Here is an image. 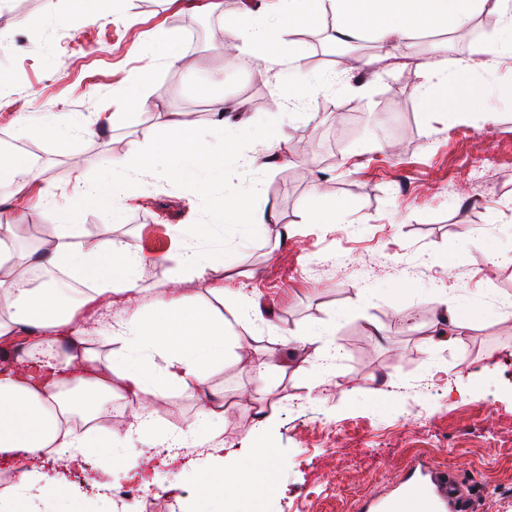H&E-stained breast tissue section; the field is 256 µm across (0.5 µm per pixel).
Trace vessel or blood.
Here are the masks:
<instances>
[{
    "mask_svg": "<svg viewBox=\"0 0 512 512\" xmlns=\"http://www.w3.org/2000/svg\"><path fill=\"white\" fill-rule=\"evenodd\" d=\"M409 498L418 499L424 512H474L473 497L460 475L416 462L399 480L392 493L371 495L357 506L358 512H399Z\"/></svg>",
    "mask_w": 512,
    "mask_h": 512,
    "instance_id": "vessel-or-blood-1",
    "label": "vessel or blood"
}]
</instances>
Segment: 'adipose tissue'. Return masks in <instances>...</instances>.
Listing matches in <instances>:
<instances>
[{
	"label": "adipose tissue",
	"mask_w": 512,
	"mask_h": 512,
	"mask_svg": "<svg viewBox=\"0 0 512 512\" xmlns=\"http://www.w3.org/2000/svg\"><path fill=\"white\" fill-rule=\"evenodd\" d=\"M262 2L258 10L248 7L245 0H236L231 9L225 0H198L196 7L224 14L225 67L258 58L288 64L292 78L276 102L278 110L288 112L303 108L312 94L294 37L325 16L334 18L337 41L371 31L384 42L402 44L423 31L461 28L483 11L497 14L501 19L498 34L480 45L474 57L449 60L448 46L441 43L415 64L419 98L440 122L450 126L475 116L482 125L495 124L496 114L486 101L500 93V86L487 82L477 91L461 77L470 72H496L501 59L512 58V0ZM162 143L157 152L112 159L107 174L95 180L79 178L63 199L38 200V207L60 223L57 242L49 250L18 255L13 225L0 224V343L28 336L27 356L42 358L35 369L0 371V452L14 456V480L0 487V512H41L46 503L63 504L69 512H77L86 501L83 491L29 465V457L53 460L65 451L75 462L113 447L123 449L125 467L134 469L161 449L199 447V426L224 416L223 399L207 395L186 429L157 435L150 409L168 391L200 385L209 370L223 365L233 322L262 316L252 295L225 289L223 253L184 248L177 270L162 283L148 284L137 276L144 257L134 242L82 240L70 218L92 205L107 222H119L133 171L145 176L161 174L199 195H210L231 180L225 157H240L243 166L261 172L271 157L288 151V136L282 124H274L267 132L265 151L242 156L234 140L216 137L184 113L173 112ZM40 176V169L25 154L0 158V186L11 187L14 193L30 194ZM274 221L270 211L228 192L214 223L189 230L178 225L174 231L180 237L215 240L228 224L253 234ZM21 258L32 267L57 270L58 278L28 287L25 278L14 274ZM187 272L206 280L211 294L234 308V321L191 303L179 287ZM72 274L91 283L89 291L74 302L69 299ZM115 305L120 308L118 319L97 323L101 310ZM101 336L116 346L105 364L90 351ZM116 398L123 399L128 410L125 425L117 429L105 417L106 403ZM270 481L260 456L241 460L229 484L224 481L223 464L208 458L196 469L197 496L213 506L228 496L255 494L261 484Z\"/></svg>",
	"instance_id": "adipose-tissue-1"
}]
</instances>
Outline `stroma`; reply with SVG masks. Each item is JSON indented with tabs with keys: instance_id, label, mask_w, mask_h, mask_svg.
I'll return each instance as SVG.
<instances>
[{
	"instance_id": "35a3bbf8",
	"label": "stroma",
	"mask_w": 512,
	"mask_h": 512,
	"mask_svg": "<svg viewBox=\"0 0 512 512\" xmlns=\"http://www.w3.org/2000/svg\"><path fill=\"white\" fill-rule=\"evenodd\" d=\"M76 0H6L0 5V148L27 154L42 172L40 186L60 194L74 179L73 164L94 178L110 159L154 147L168 112L183 111L211 127L224 101L243 100L249 123L237 135L244 153L261 151L263 135L278 120L274 99L289 74L284 65L257 59L226 73L223 96H198L195 87L224 61L211 39L194 48L193 69L167 66L149 48L156 28L187 33L223 15L203 16L186 0H124L122 14L94 25L77 16ZM68 16L58 25V16ZM498 27L496 15L476 14L468 26L435 31L449 59L472 55ZM308 70L335 84L314 93L306 112L282 120L290 144L314 142L321 158L305 174L285 165L263 173L240 170L236 184L260 183V206L273 209L294 233L279 241L276 226L242 240L223 234L233 287L259 296L263 319L235 326L224 365L201 386L164 398L155 420L167 432L184 429L197 397L216 393L229 405L222 423L200 430L206 448H219L224 474L254 447L268 448L273 487L269 512H356L370 493L387 494L413 460L456 470L474 487L477 512H512V267L488 269L490 249L512 250V99L494 98V126L461 121L447 127L420 102L413 61L418 46L372 42L350 49L347 62H314L315 44L298 38ZM376 58L375 74L363 66ZM150 71L149 105L136 109L122 92ZM123 113L118 124L91 138L77 137L68 151L39 130L65 113L94 122ZM384 135L392 152L375 147ZM486 157L481 179L474 159ZM327 202L346 204L333 224H305L311 188ZM214 200L173 179L140 185L119 224L89 209L77 213L84 238L132 240L144 257L147 282L165 281L177 267L176 224L210 223ZM369 223H361V216ZM14 224L28 245L48 248L52 220L20 208L0 189V224ZM411 280L407 292L396 289ZM484 317L460 341L433 343L428 329L442 308ZM380 335H370L369 323ZM332 328L341 353L330 368L302 370L288 359L285 373L270 376L269 396L241 406L254 386L251 361L281 350V335ZM449 370L458 388L448 394L435 369ZM145 461L160 491L148 492L138 512H196L191 460Z\"/></svg>"
}]
</instances>
